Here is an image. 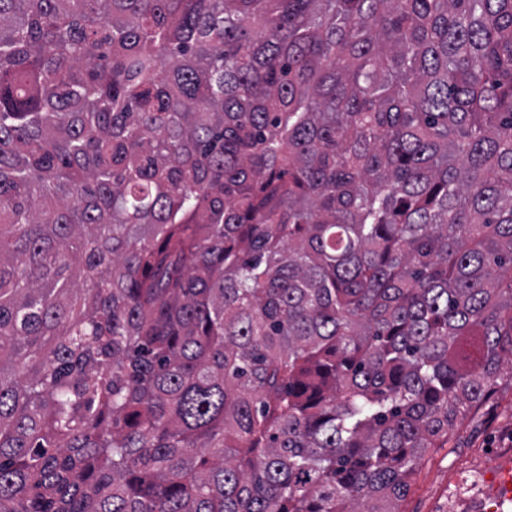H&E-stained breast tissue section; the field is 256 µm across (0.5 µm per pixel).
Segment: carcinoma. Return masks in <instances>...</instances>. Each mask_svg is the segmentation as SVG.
<instances>
[{"mask_svg": "<svg viewBox=\"0 0 512 512\" xmlns=\"http://www.w3.org/2000/svg\"><path fill=\"white\" fill-rule=\"evenodd\" d=\"M512 379V0H0V512H400Z\"/></svg>", "mask_w": 512, "mask_h": 512, "instance_id": "obj_1", "label": "carcinoma"}]
</instances>
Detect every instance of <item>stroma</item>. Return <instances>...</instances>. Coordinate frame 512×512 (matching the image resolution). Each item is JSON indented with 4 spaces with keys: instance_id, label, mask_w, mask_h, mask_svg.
I'll return each instance as SVG.
<instances>
[{
    "instance_id": "stroma-1",
    "label": "stroma",
    "mask_w": 512,
    "mask_h": 512,
    "mask_svg": "<svg viewBox=\"0 0 512 512\" xmlns=\"http://www.w3.org/2000/svg\"><path fill=\"white\" fill-rule=\"evenodd\" d=\"M512 385L502 384L479 412L468 415L448 445L429 451L400 504L402 512H512L503 479L512 457Z\"/></svg>"
}]
</instances>
